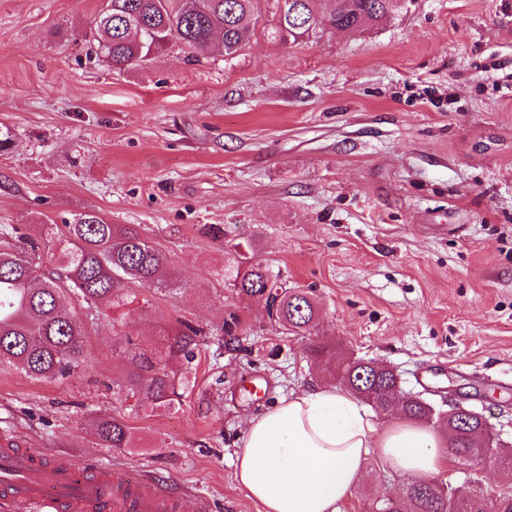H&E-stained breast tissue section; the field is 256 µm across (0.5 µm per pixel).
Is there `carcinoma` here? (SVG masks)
<instances>
[{"mask_svg":"<svg viewBox=\"0 0 512 512\" xmlns=\"http://www.w3.org/2000/svg\"><path fill=\"white\" fill-rule=\"evenodd\" d=\"M258 0H104L94 19L89 55L114 69L148 61L176 39L192 51L222 36L224 52L245 46L259 22ZM322 10V0H274L277 24L272 35L296 41L319 30L365 31L385 19L397 0H334ZM49 249L30 241L0 250V362L20 367L36 379H56L84 360L83 327L76 314L60 306L63 293L77 295L92 308L112 303L130 284L159 288L169 258L131 225L109 224L94 211L75 215L64 225H44ZM224 283L242 297L265 303L268 316L290 334L312 328L318 305L304 288L290 287L273 277L254 257H242L224 274ZM202 331L188 323L170 338L167 357L191 362ZM319 366L336 358L330 343L311 350ZM337 379L348 391L368 394V404L382 415L392 412V394L401 389L398 374L389 367L375 371L371 361L347 358L339 363ZM143 409L171 407L179 397L176 376L166 364L142 353L133 359L124 385ZM402 415L413 420L433 417L418 401L401 404ZM486 422L457 417L445 426L453 456L470 466L495 465L512 474V450L501 443L483 447ZM95 433L105 448H129L131 438L123 419L113 415L97 420ZM382 512H512V495L487 497L461 492L428 481L413 484L405 499H388Z\"/></svg>","mask_w":512,"mask_h":512,"instance_id":"1","label":"carcinoma"}]
</instances>
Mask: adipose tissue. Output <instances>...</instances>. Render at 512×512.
I'll return each instance as SVG.
<instances>
[{"label": "adipose tissue", "mask_w": 512, "mask_h": 512, "mask_svg": "<svg viewBox=\"0 0 512 512\" xmlns=\"http://www.w3.org/2000/svg\"><path fill=\"white\" fill-rule=\"evenodd\" d=\"M371 456L412 480L449 465L436 429L402 419L379 425L356 397L325 384L247 418L235 480L260 512H343Z\"/></svg>", "instance_id": "obj_1"}]
</instances>
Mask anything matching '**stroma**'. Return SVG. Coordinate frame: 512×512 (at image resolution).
<instances>
[{"instance_id": "1", "label": "stroma", "mask_w": 512, "mask_h": 512, "mask_svg": "<svg viewBox=\"0 0 512 512\" xmlns=\"http://www.w3.org/2000/svg\"><path fill=\"white\" fill-rule=\"evenodd\" d=\"M103 0H0V225L36 238L84 211L134 224L170 260L167 287L88 309L86 360L57 380L0 364V435L44 460L115 467L166 486L178 512H259L234 477L244 420L330 383L308 357L335 344L393 368L401 390L448 412V392L512 444V0H400L378 26L274 40L270 0L250 43L188 58L178 42L111 70L85 36ZM221 239L207 234L210 226ZM311 289L319 320L284 335L224 283L236 250ZM235 349L217 354L229 312ZM204 335L172 408L117 389L132 356L164 359L180 322ZM260 378L253 395L246 385ZM132 445L104 448L97 414ZM346 512L405 496L376 457ZM438 483L512 493L492 466Z\"/></svg>"}]
</instances>
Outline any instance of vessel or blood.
<instances>
[{"mask_svg":"<svg viewBox=\"0 0 512 512\" xmlns=\"http://www.w3.org/2000/svg\"><path fill=\"white\" fill-rule=\"evenodd\" d=\"M0 500L31 512H175V496L148 489L122 470L72 461L48 463L34 450L0 439Z\"/></svg>","mask_w":512,"mask_h":512,"instance_id":"obj_1","label":"vessel or blood"}]
</instances>
